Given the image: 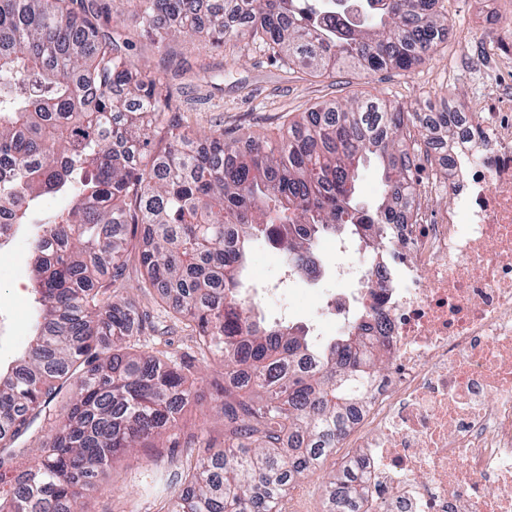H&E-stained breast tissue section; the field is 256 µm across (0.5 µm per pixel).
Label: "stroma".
Listing matches in <instances>:
<instances>
[{
	"label": "stroma",
	"mask_w": 512,
	"mask_h": 512,
	"mask_svg": "<svg viewBox=\"0 0 512 512\" xmlns=\"http://www.w3.org/2000/svg\"><path fill=\"white\" fill-rule=\"evenodd\" d=\"M103 31L122 28L130 42L128 59L154 73L165 74L174 93L168 118L196 130H223L225 137L243 134L259 140L275 137L284 118L295 117L315 104L345 101L355 96H379L413 111L449 104L465 110L475 90L469 76L451 66L449 58L458 47L443 39L429 59L407 71L364 74L345 70L332 77H314L300 69H288L252 46L216 48L205 40H173L166 47L144 32L135 14L134 0H97ZM29 251L24 234L12 246L0 250V302L10 306L14 334L0 343V362L12 360L24 342L33 302L27 291ZM143 269L137 252H129L127 290L149 316V323L135 342L136 351H167L188 367L199 395L188 406L174 433L162 435V448L144 447L118 456L99 477V489L87 500L89 512H126L137 504L139 512H155L156 494L179 490V483L159 484L149 490L146 461L162 455L176 467L187 455H203L207 446L224 444V417L219 410L220 391L226 385L224 365L201 356L190 328L177 320L167 305L142 289ZM204 437H197V429Z\"/></svg>",
	"instance_id": "1"
}]
</instances>
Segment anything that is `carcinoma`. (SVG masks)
<instances>
[{"label": "carcinoma", "mask_w": 512, "mask_h": 512, "mask_svg": "<svg viewBox=\"0 0 512 512\" xmlns=\"http://www.w3.org/2000/svg\"><path fill=\"white\" fill-rule=\"evenodd\" d=\"M144 31L252 44L316 75L353 68L408 70L434 51L448 22L429 0H216L207 27L196 0H138ZM101 34L96 0H0V220L24 228L35 320L16 358L0 366V512H82L99 471L178 427L196 395L166 351L132 355L142 327L128 298L124 256L137 240L142 287L197 333L201 353L248 385L224 406V448L186 461L181 489L157 512H282L289 486L343 438L347 413L374 361L357 336L317 343L301 326L265 321L248 304L246 250L263 240L297 264L341 224L360 235L356 175L382 171L379 224L401 223L415 180L404 133L424 145L453 131L458 113L420 114L379 97L316 105L274 140L169 124L160 74ZM63 208L40 218L37 200ZM318 363L303 371L297 359ZM43 419L50 430L33 436ZM34 463L20 467L30 439ZM10 474L12 478L5 479ZM365 496L357 470L336 475L333 509Z\"/></svg>", "instance_id": "cac0c4a2"}]
</instances>
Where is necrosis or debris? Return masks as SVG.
Returning a JSON list of instances; mask_svg holds the SVG:
<instances>
[{"label":"necrosis or debris","mask_w":512,"mask_h":512,"mask_svg":"<svg viewBox=\"0 0 512 512\" xmlns=\"http://www.w3.org/2000/svg\"><path fill=\"white\" fill-rule=\"evenodd\" d=\"M464 38L488 61L451 167L415 185L402 223L370 226L379 249L335 241L303 323L392 362L347 428L366 487L358 512H512V28L481 11ZM443 195L452 206L436 208ZM302 277L281 267L251 300L291 321Z\"/></svg>","instance_id":"necrosis-or-debris-1"}]
</instances>
